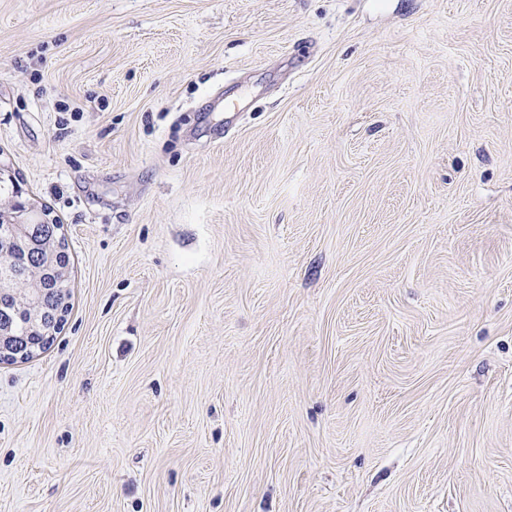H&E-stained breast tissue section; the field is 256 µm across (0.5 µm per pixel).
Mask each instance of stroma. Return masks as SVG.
I'll use <instances>...</instances> for the list:
<instances>
[{"mask_svg": "<svg viewBox=\"0 0 512 512\" xmlns=\"http://www.w3.org/2000/svg\"><path fill=\"white\" fill-rule=\"evenodd\" d=\"M0 165V512H512V0H0ZM38 214L39 224H10L0 220V348L3 327L9 328L10 336H30L27 340L7 341L5 346L44 349L61 325L53 329L48 321L41 324L36 310L59 309L55 315L58 322L62 317L60 309L67 313L70 307V258L64 238L58 237L60 224L47 218L46 209ZM29 289L33 292L26 299L24 295ZM34 336L42 337L39 346L32 342Z\"/></svg>", "mask_w": 512, "mask_h": 512, "instance_id": "1", "label": "stroma"}]
</instances>
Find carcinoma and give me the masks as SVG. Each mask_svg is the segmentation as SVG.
Here are the masks:
<instances>
[{
    "instance_id": "obj_1",
    "label": "carcinoma",
    "mask_w": 512,
    "mask_h": 512,
    "mask_svg": "<svg viewBox=\"0 0 512 512\" xmlns=\"http://www.w3.org/2000/svg\"><path fill=\"white\" fill-rule=\"evenodd\" d=\"M39 224H10L0 220V328L14 339L7 347L41 349L53 340L57 329L40 323L38 310H69L71 296L69 254L58 237L60 224L41 212Z\"/></svg>"
}]
</instances>
